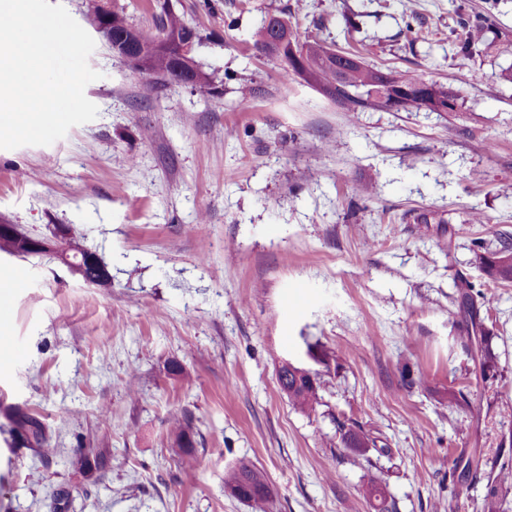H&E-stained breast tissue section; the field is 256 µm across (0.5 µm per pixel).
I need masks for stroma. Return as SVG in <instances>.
I'll return each mask as SVG.
<instances>
[{
    "label": "stroma",
    "mask_w": 512,
    "mask_h": 512,
    "mask_svg": "<svg viewBox=\"0 0 512 512\" xmlns=\"http://www.w3.org/2000/svg\"><path fill=\"white\" fill-rule=\"evenodd\" d=\"M91 32L97 117L48 146L0 149V219L67 231L97 251L96 286L52 256L0 251V512H252L224 489L238 461L263 469L268 512H373L369 480L398 512H482L485 476L456 461L512 464V282L481 256L512 242V0H179L221 93L161 88L95 32V0H61ZM299 34L448 86L458 112H348L258 54L264 13ZM489 26L464 57L457 20ZM485 221L475 224L472 213ZM488 297L493 356L467 339L455 282ZM321 382L314 411L279 388L282 359ZM33 408L48 462L10 432ZM191 419L185 475L170 432ZM371 447H343L340 427ZM105 451L88 470L79 449Z\"/></svg>",
    "instance_id": "obj_1"
}]
</instances>
